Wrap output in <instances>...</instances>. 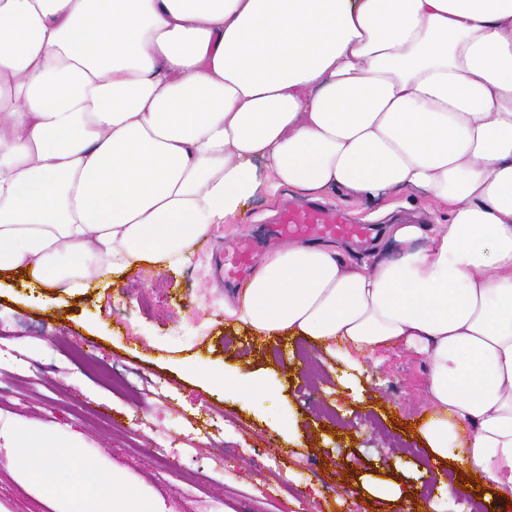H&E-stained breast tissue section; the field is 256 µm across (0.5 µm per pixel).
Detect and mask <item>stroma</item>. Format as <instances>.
I'll use <instances>...</instances> for the list:
<instances>
[{
    "instance_id": "stroma-1",
    "label": "stroma",
    "mask_w": 512,
    "mask_h": 512,
    "mask_svg": "<svg viewBox=\"0 0 512 512\" xmlns=\"http://www.w3.org/2000/svg\"><path fill=\"white\" fill-rule=\"evenodd\" d=\"M283 206L256 199L214 225L188 262L142 267L109 287L34 288L0 273V410L77 423L89 454L127 469L175 512H387L385 501L355 507L342 495L367 476L418 486L439 512H508L488 489L460 491L469 471L459 463L433 465L414 428L428 407L421 355L398 345L362 357L355 373L305 339L255 341L225 322L224 249L275 223ZM81 352L112 366L133 396L90 373ZM227 369L274 380L278 392L224 396L205 378ZM162 436L183 449L179 473L149 453ZM0 506L51 512L4 458Z\"/></svg>"
}]
</instances>
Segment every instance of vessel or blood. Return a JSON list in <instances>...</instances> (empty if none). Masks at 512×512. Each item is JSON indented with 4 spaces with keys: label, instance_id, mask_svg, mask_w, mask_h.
<instances>
[{
    "label": "vessel or blood",
    "instance_id": "obj_1",
    "mask_svg": "<svg viewBox=\"0 0 512 512\" xmlns=\"http://www.w3.org/2000/svg\"><path fill=\"white\" fill-rule=\"evenodd\" d=\"M368 234V225L351 223L340 211L321 205H311L301 209L284 207L278 223L270 229V237L274 240L289 238L315 240L327 236L363 239ZM252 250V239L242 237L225 251L224 276L227 280H237L245 275L249 268Z\"/></svg>",
    "mask_w": 512,
    "mask_h": 512
}]
</instances>
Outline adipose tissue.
Instances as JSON below:
<instances>
[{"instance_id":"ef3b65f1","label":"adipose tissue","mask_w":512,"mask_h":512,"mask_svg":"<svg viewBox=\"0 0 512 512\" xmlns=\"http://www.w3.org/2000/svg\"><path fill=\"white\" fill-rule=\"evenodd\" d=\"M288 188L411 191L399 257L291 241L224 315L350 369L428 366L417 432L512 501V0H0V271L86 288L189 261ZM84 435L0 412V455L52 512H173ZM391 512H434L393 482Z\"/></svg>"}]
</instances>
